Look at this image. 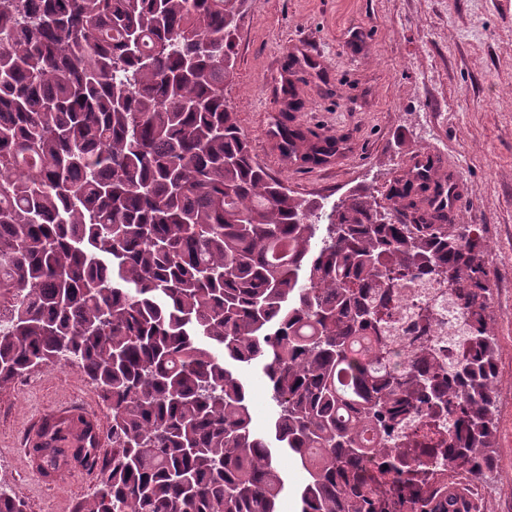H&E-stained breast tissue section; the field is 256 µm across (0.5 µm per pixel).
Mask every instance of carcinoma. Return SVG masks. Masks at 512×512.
Listing matches in <instances>:
<instances>
[{
  "instance_id": "obj_1",
  "label": "carcinoma",
  "mask_w": 512,
  "mask_h": 512,
  "mask_svg": "<svg viewBox=\"0 0 512 512\" xmlns=\"http://www.w3.org/2000/svg\"><path fill=\"white\" fill-rule=\"evenodd\" d=\"M246 0H0V386L75 364L111 413L100 491L75 512H483L496 338L487 244L436 224L445 186L401 176L326 211L253 157L224 101ZM319 165L327 140L283 130ZM427 281L462 311L468 354L394 335L390 301ZM274 405L252 426L245 369ZM448 412V472L393 449ZM98 464L83 417L46 423L52 469ZM388 458L383 474L364 470ZM0 512H24L0 484ZM284 467L288 471V493L284 494L281 502L282 512H294L295 511V496L297 491L302 487L305 476L299 468L290 460L282 461Z\"/></svg>"
}]
</instances>
